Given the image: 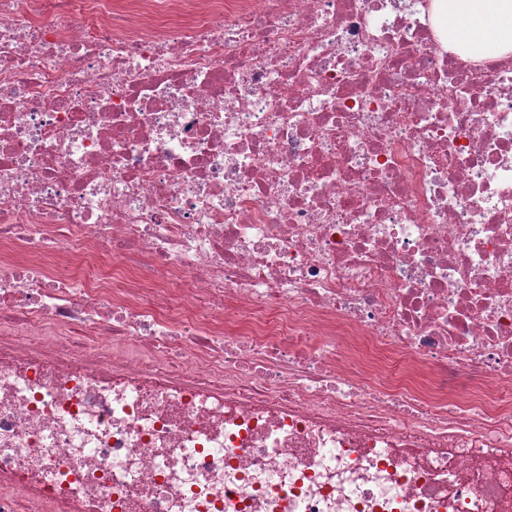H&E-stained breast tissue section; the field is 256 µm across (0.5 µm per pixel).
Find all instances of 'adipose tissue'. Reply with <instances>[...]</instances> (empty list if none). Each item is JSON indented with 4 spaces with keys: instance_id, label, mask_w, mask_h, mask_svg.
Segmentation results:
<instances>
[{
    "instance_id": "1",
    "label": "adipose tissue",
    "mask_w": 512,
    "mask_h": 512,
    "mask_svg": "<svg viewBox=\"0 0 512 512\" xmlns=\"http://www.w3.org/2000/svg\"><path fill=\"white\" fill-rule=\"evenodd\" d=\"M433 22L476 57L512 55V0H434Z\"/></svg>"
}]
</instances>
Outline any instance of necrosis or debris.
Returning <instances> with one entry per match:
<instances>
[{"label": "necrosis or debris", "mask_w": 512, "mask_h": 512, "mask_svg": "<svg viewBox=\"0 0 512 512\" xmlns=\"http://www.w3.org/2000/svg\"><path fill=\"white\" fill-rule=\"evenodd\" d=\"M0 479L512 512V57L431 0H0Z\"/></svg>", "instance_id": "necrosis-or-debris-1"}]
</instances>
